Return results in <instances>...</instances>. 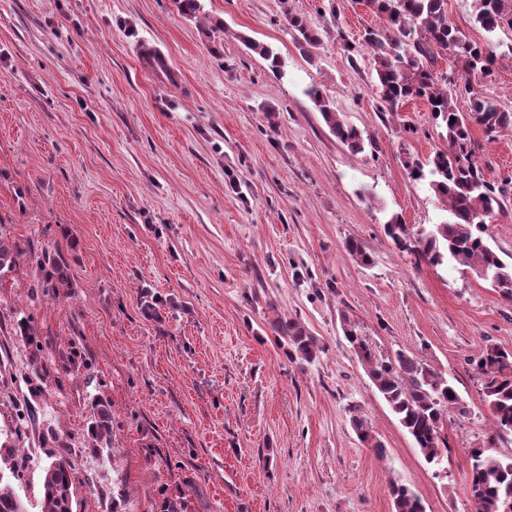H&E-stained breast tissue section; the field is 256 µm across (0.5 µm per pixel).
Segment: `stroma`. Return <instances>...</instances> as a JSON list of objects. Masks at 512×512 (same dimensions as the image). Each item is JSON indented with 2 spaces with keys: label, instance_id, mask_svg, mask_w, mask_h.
<instances>
[{
  "label": "stroma",
  "instance_id": "obj_1",
  "mask_svg": "<svg viewBox=\"0 0 512 512\" xmlns=\"http://www.w3.org/2000/svg\"><path fill=\"white\" fill-rule=\"evenodd\" d=\"M0 0V238L59 252L70 294L32 298L35 268L0 280V441L24 456L22 480L0 481L40 512L43 430L62 439L76 473L77 512H395L407 486L425 512H472V449L492 439L483 379L486 345L512 351V299L460 266L416 264L383 230L450 214L408 158L445 142L425 103L377 111L373 61L349 62L344 41L379 28L365 0ZM335 18L314 58L297 48L285 10ZM472 0L448 18L502 60L486 88L512 107V30L486 33ZM271 45L284 75L250 51ZM161 47L180 84L154 83L141 44ZM319 88L365 141L355 153L330 131ZM486 177L512 178V132L474 129ZM361 242L369 264L354 260ZM33 317L72 370L31 399L33 366L17 319ZM294 320L322 346L291 361L276 332ZM374 354L413 353L448 378L465 414L444 419L448 452L415 448L345 326ZM111 405L112 445L88 447L90 402ZM34 400L36 423L18 420ZM358 407L382 452L350 424Z\"/></svg>",
  "mask_w": 512,
  "mask_h": 512
}]
</instances>
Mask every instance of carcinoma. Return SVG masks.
<instances>
[{
  "mask_svg": "<svg viewBox=\"0 0 512 512\" xmlns=\"http://www.w3.org/2000/svg\"><path fill=\"white\" fill-rule=\"evenodd\" d=\"M367 4L374 13L385 17L387 24L367 30L357 43L344 42L343 47L352 61L362 52L372 58L377 111L394 115L406 102L423 100L447 141L446 148L423 160L411 159L405 167L413 179L427 181L434 197L445 203L451 219L428 231L412 233L394 216L384 225V233L401 251L414 255L416 261L467 267L477 275L484 274L499 294L511 299L512 270L489 247L485 234L496 214L512 203V180H487L475 160L478 145L472 136L475 126L491 141L499 133L512 130V109L484 91L494 76L497 55L489 44L470 39L448 21V0H367ZM473 8L475 23L484 31L512 29V0H473ZM284 18L299 50L313 57L322 45L321 29L291 12ZM245 43L269 61L277 73L285 75L280 56L272 47L249 38ZM442 53L453 59L454 70L444 72L437 68ZM459 93L469 101L466 112L456 108ZM309 95L336 138L354 152L364 151L360 133L320 91L313 87ZM24 261L35 262L39 270L30 285L32 297L58 298L62 293H71L74 284L61 255H37L30 247L0 238V279ZM14 333L24 337L30 348L34 383L30 384L29 393L34 399L43 393L42 381L50 374L41 363L45 344L37 337L30 317L18 321ZM344 334L419 453L429 463L438 461L448 448L442 436L446 414L451 409L465 412L455 387L415 355L400 350L392 357L378 358L354 328H345ZM280 337L288 346V357L301 364L313 362L322 351L319 340L296 321L281 323ZM476 370L484 379V400L493 417L495 436L512 433V351L494 344L486 346ZM92 410L87 430L92 447L109 448V405L97 396ZM350 422L363 444L383 452L359 409H354ZM46 455L50 462L43 467L42 512H73L72 467L66 458L50 450ZM470 492L476 512H512V456L498 455L492 440L488 447L471 452ZM391 496L395 512H424L419 497L402 485L392 486ZM0 512H26L21 498L8 486L0 487Z\"/></svg>",
  "mask_w": 512,
  "mask_h": 512,
  "instance_id": "carcinoma-1",
  "label": "carcinoma"
}]
</instances>
